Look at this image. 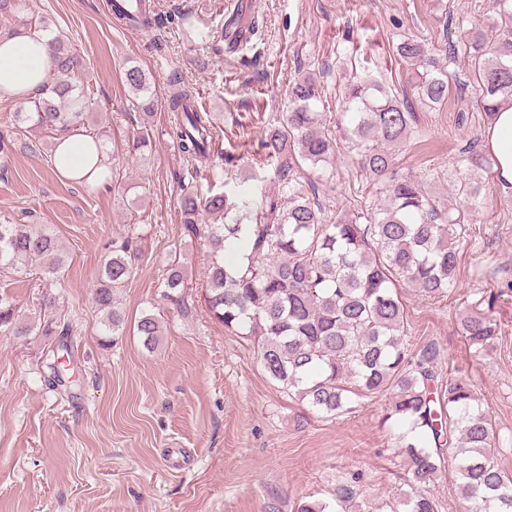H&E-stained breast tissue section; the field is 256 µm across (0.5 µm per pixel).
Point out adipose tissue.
<instances>
[{
    "label": "adipose tissue",
    "mask_w": 512,
    "mask_h": 512,
    "mask_svg": "<svg viewBox=\"0 0 512 512\" xmlns=\"http://www.w3.org/2000/svg\"><path fill=\"white\" fill-rule=\"evenodd\" d=\"M53 67L48 36L23 32L0 36V99L29 98L40 92ZM487 147L496 161L495 180L512 185V103L503 104L485 131ZM112 164L102 140L64 134L53 150V170L66 181L95 188L108 182Z\"/></svg>",
    "instance_id": "ef3b65f1"
}]
</instances>
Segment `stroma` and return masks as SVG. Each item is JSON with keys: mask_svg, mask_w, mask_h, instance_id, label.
<instances>
[{"mask_svg": "<svg viewBox=\"0 0 512 512\" xmlns=\"http://www.w3.org/2000/svg\"><path fill=\"white\" fill-rule=\"evenodd\" d=\"M28 3L86 61L87 132L110 149L112 186L59 180L51 141L36 133L18 137L0 176V217L49 228L67 260L49 287L39 268H1L0 295L22 321L38 312L42 295L55 297L56 316L78 345L71 384L55 388L45 377L50 337L0 335V512H298L309 501L334 504L342 485L353 491L348 512H380L411 496L383 421L386 397L333 420L309 413L265 376L250 341L212 318L201 298L205 247L184 230L182 188L205 194L229 175L247 188L272 189L260 140L282 122L289 83L312 72L336 153L330 177L306 167L303 184L332 219L380 204L381 185L361 172L336 126L341 88L353 73H368L412 99L409 68L394 52L409 36L440 66L454 64L458 82L441 108L414 104L415 135L398 170L449 195L453 179L489 155L488 120L476 107L463 43L470 24L490 26L491 0H261L263 38L234 54L224 49L227 0H150L157 23L148 30L115 21L109 0ZM132 64L151 76L160 101L175 76L193 91L198 108L216 117L215 155L231 164L194 170L162 105L140 120L124 80ZM142 123L152 148L129 156L128 140ZM484 180L486 203L456 243L454 288L435 298L408 286L401 293L411 349L437 343L443 374L471 383L493 421V460L512 477V186L491 173ZM126 238L137 250L131 277L115 291L126 327L107 347L93 292L104 260ZM175 256L190 284L186 313L160 288ZM472 308L500 328L486 356L458 330ZM145 313L162 327L151 351L132 329Z\"/></svg>", "mask_w": 512, "mask_h": 512, "instance_id": "35a3bbf8", "label": "stroma"}]
</instances>
